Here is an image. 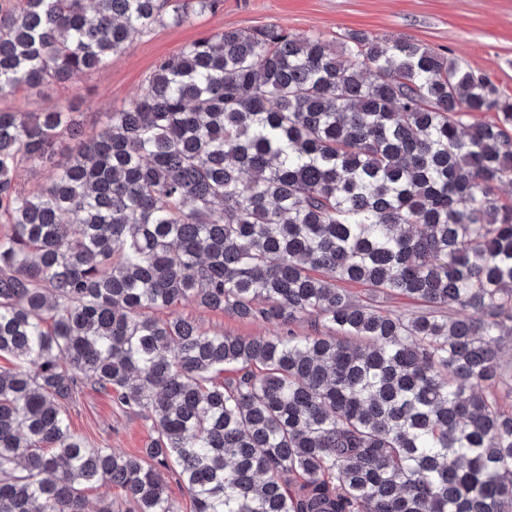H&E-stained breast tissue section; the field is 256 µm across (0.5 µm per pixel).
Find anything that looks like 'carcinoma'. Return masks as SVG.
<instances>
[{"label": "carcinoma", "instance_id": "cac0c4a2", "mask_svg": "<svg viewBox=\"0 0 512 512\" xmlns=\"http://www.w3.org/2000/svg\"><path fill=\"white\" fill-rule=\"evenodd\" d=\"M221 4L0 0V99ZM28 165L47 181L20 186ZM503 184L512 96L365 32L339 54L275 25L197 39L94 136L71 101L0 108V512H86L96 484L183 512L165 471L191 512H512ZM187 300L278 330L210 332ZM87 383L149 448L71 430Z\"/></svg>", "mask_w": 512, "mask_h": 512}]
</instances>
